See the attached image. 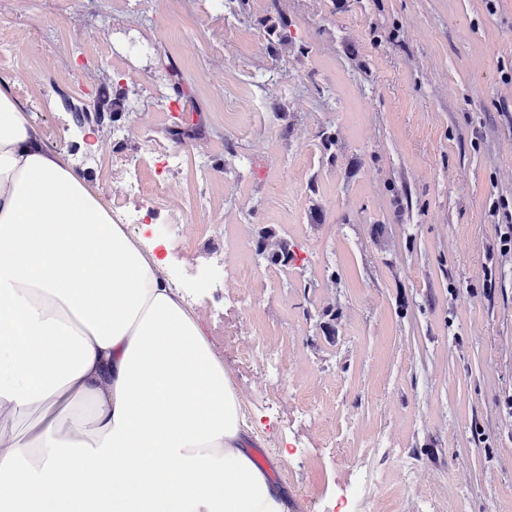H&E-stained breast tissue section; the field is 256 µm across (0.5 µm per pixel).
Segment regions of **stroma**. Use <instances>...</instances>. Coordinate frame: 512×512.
Here are the masks:
<instances>
[{
  "label": "stroma",
  "instance_id": "35a3bbf8",
  "mask_svg": "<svg viewBox=\"0 0 512 512\" xmlns=\"http://www.w3.org/2000/svg\"><path fill=\"white\" fill-rule=\"evenodd\" d=\"M279 6L293 44L274 53L256 25L268 0H248L238 19L221 0H156L141 18L114 0H14L6 25L21 47L0 56V86L24 88L18 103L46 146L114 213L136 202L116 194L113 150L147 183L150 152L173 146L165 127L206 122L175 200L127 232L171 241V204L182 205L189 234L165 273L260 418L255 453L293 490V512H319L371 433L385 439L370 461L382 492L408 512H512V253L500 250L512 225V0ZM170 60L187 92L174 112L153 92L176 98ZM82 68L85 79L69 78ZM105 80L130 109L91 156L61 97L92 102ZM324 128L336 134L327 153ZM263 225L288 239L297 264L256 257ZM219 253L223 268L255 270L244 305L213 263ZM329 307L330 341L319 328ZM228 330L277 351L290 393L329 392L333 406L302 427L292 409H266Z\"/></svg>",
  "mask_w": 512,
  "mask_h": 512
}]
</instances>
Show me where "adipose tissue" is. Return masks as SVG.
I'll return each mask as SVG.
<instances>
[{"mask_svg": "<svg viewBox=\"0 0 512 512\" xmlns=\"http://www.w3.org/2000/svg\"><path fill=\"white\" fill-rule=\"evenodd\" d=\"M165 265L0 89V512H290Z\"/></svg>", "mask_w": 512, "mask_h": 512, "instance_id": "adipose-tissue-1", "label": "adipose tissue"}]
</instances>
